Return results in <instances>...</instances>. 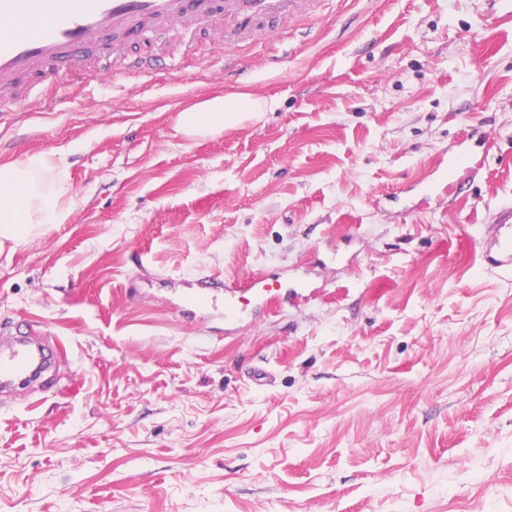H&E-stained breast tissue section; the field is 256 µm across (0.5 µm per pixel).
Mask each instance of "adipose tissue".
Returning <instances> with one entry per match:
<instances>
[{
    "mask_svg": "<svg viewBox=\"0 0 512 512\" xmlns=\"http://www.w3.org/2000/svg\"><path fill=\"white\" fill-rule=\"evenodd\" d=\"M266 107L248 94L214 96L179 113L175 130L186 137L215 135L240 113ZM72 205L69 172L57 151L0 165V241L63 223Z\"/></svg>",
    "mask_w": 512,
    "mask_h": 512,
    "instance_id": "obj_1",
    "label": "adipose tissue"
}]
</instances>
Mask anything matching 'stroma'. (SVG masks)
Here are the masks:
<instances>
[{"instance_id": "35a3bbf8", "label": "stroma", "mask_w": 512, "mask_h": 512, "mask_svg": "<svg viewBox=\"0 0 512 512\" xmlns=\"http://www.w3.org/2000/svg\"><path fill=\"white\" fill-rule=\"evenodd\" d=\"M487 0H327L239 49L230 84L151 46L152 83L91 77L0 116V164L59 151L72 210L0 244V333L58 381L0 400V512H512V19ZM275 100L213 136L180 112ZM445 199L413 182L448 174ZM315 297L224 333L203 277ZM270 375L255 385L254 369ZM483 256L490 268L497 269L501 274L512 275V224L503 221L499 224H488L487 229L478 242ZM494 251V256L491 255Z\"/></svg>"}]
</instances>
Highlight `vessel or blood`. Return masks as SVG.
Masks as SVG:
<instances>
[{"label":"vessel or blood","instance_id":"obj_1","mask_svg":"<svg viewBox=\"0 0 512 512\" xmlns=\"http://www.w3.org/2000/svg\"><path fill=\"white\" fill-rule=\"evenodd\" d=\"M319 0H0V103L20 101L41 112L48 90L77 84L93 62L116 61L107 76L152 77L157 59L133 51L160 30L190 31L223 18L229 45L265 30L267 22L314 13ZM489 267L512 275V224L488 225L479 241ZM308 286L250 277L224 290L225 316L235 322L309 297ZM51 359L34 342L0 336V392L41 376Z\"/></svg>","mask_w":512,"mask_h":512}]
</instances>
